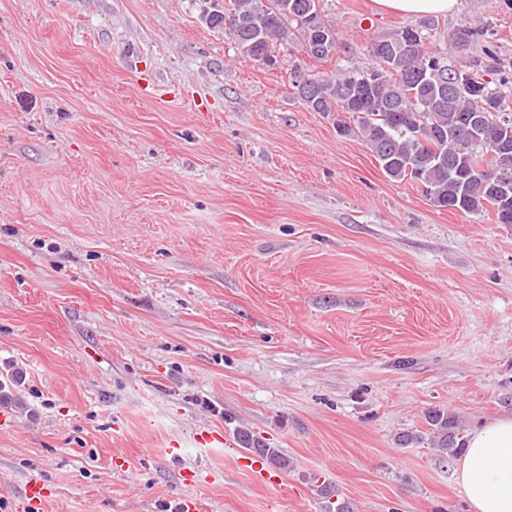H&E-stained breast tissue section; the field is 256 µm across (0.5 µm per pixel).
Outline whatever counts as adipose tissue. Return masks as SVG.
<instances>
[{"label": "adipose tissue", "instance_id": "obj_1", "mask_svg": "<svg viewBox=\"0 0 512 512\" xmlns=\"http://www.w3.org/2000/svg\"><path fill=\"white\" fill-rule=\"evenodd\" d=\"M456 477L470 512H512V415L469 433Z\"/></svg>", "mask_w": 512, "mask_h": 512}]
</instances>
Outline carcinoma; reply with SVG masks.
<instances>
[{"mask_svg":"<svg viewBox=\"0 0 512 512\" xmlns=\"http://www.w3.org/2000/svg\"><path fill=\"white\" fill-rule=\"evenodd\" d=\"M318 0H228L212 21L224 27L242 57L260 65L277 64L276 49L301 48L329 72L291 69V86L316 112L349 115L336 131L362 138L391 180L410 181L437 208L465 214L490 213L497 224H512V77L491 70V80L448 66L432 35L402 25L372 39L366 69L344 65L336 28L325 21ZM485 26L449 35L455 49L468 51L487 42ZM429 429L407 433L400 444L425 440L453 458L463 450L454 420L431 410ZM240 445L272 468L288 470V459L244 431Z\"/></svg>","mask_w":512,"mask_h":512,"instance_id":"cac0c4a2","label":"carcinoma"}]
</instances>
